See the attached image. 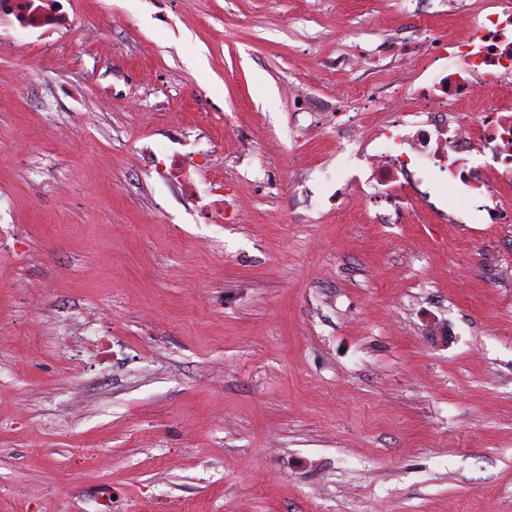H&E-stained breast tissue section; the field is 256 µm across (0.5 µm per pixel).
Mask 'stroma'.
<instances>
[{"instance_id":"35a3bbf8","label":"stroma","mask_w":512,"mask_h":512,"mask_svg":"<svg viewBox=\"0 0 512 512\" xmlns=\"http://www.w3.org/2000/svg\"><path fill=\"white\" fill-rule=\"evenodd\" d=\"M62 3L107 40L0 14V512H512V224L449 186L454 224L344 212L334 116L385 112L415 30L471 12ZM173 146L223 214L149 169ZM87 323L112 359L77 377Z\"/></svg>"}]
</instances>
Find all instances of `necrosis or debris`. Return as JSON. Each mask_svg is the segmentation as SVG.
Instances as JSON below:
<instances>
[{
  "instance_id": "necrosis-or-debris-1",
  "label": "necrosis or debris",
  "mask_w": 512,
  "mask_h": 512,
  "mask_svg": "<svg viewBox=\"0 0 512 512\" xmlns=\"http://www.w3.org/2000/svg\"><path fill=\"white\" fill-rule=\"evenodd\" d=\"M472 12L475 31L468 37L451 40L431 27L418 34L420 82L413 93L394 91L392 117L379 122L387 150L365 137L361 117L344 120L355 156L368 171L365 180L355 181L348 208L387 205L381 219L389 223L427 219L437 211L435 187L422 173L432 170L470 205L485 210L490 223H512V99L485 98L488 88L512 80V38L505 35L512 27V0H479ZM0 13L31 34L68 27L57 0H0ZM409 96L420 102L425 120L404 108ZM480 99L481 111L459 114V106Z\"/></svg>"
}]
</instances>
